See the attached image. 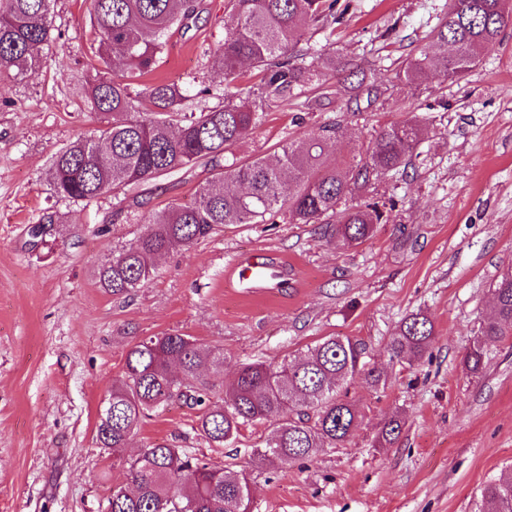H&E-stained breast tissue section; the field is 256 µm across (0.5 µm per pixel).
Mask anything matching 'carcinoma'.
Returning a JSON list of instances; mask_svg holds the SVG:
<instances>
[{
	"label": "carcinoma",
	"mask_w": 512,
	"mask_h": 512,
	"mask_svg": "<svg viewBox=\"0 0 512 512\" xmlns=\"http://www.w3.org/2000/svg\"><path fill=\"white\" fill-rule=\"evenodd\" d=\"M53 0H0V77L22 75L52 39ZM339 0H227L221 83L224 102L198 114L183 111L186 95L176 83H155L132 94L133 81L151 72L165 53L171 29L195 12L190 0H91L94 57L119 73L82 90L96 114L112 122L62 148L49 168L54 194L86 204L116 189L211 165L212 177L188 204L174 203L142 219L144 230L129 247L97 271L100 286L129 295L158 273L157 260L188 247L227 224H272L281 215L290 224H318L323 236L358 246L382 223L386 204L373 196L375 182L406 168L422 140L421 121L382 127L350 162L325 163L341 124L329 121L282 146L276 160L244 164L221 159L249 130L268 101H285L300 87L330 73L350 83L353 99L372 108L381 91L366 82L357 60L327 50L306 60L298 45L312 26L340 21ZM512 22V0H448V13L434 29L442 54L423 52L406 60L397 79L419 84L430 71L450 80L463 77L494 46ZM247 63L260 75L256 89L229 91ZM150 103L141 111L136 99ZM357 198L360 203L348 204ZM491 313L482 318L463 358L480 375L489 363V344L512 335V268L490 285ZM435 341L422 313L404 318L390 340V359L421 358ZM362 343L327 336L298 359L276 366L248 362L225 396L216 400L203 370L219 358L189 336L166 333L134 344L123 375L112 384V418L98 419L96 440L116 454L127 447L144 417L175 398L200 408L198 431L215 447L233 443L243 428L271 427L254 460L270 466L306 460L343 444L358 426L360 412L346 385L365 373L377 386L382 376L364 371ZM402 432L392 416L375 447L388 448ZM135 489L114 486L108 512H253L250 474L236 464L217 465L164 442L141 449L128 462ZM482 512H512V472L480 490Z\"/></svg>",
	"instance_id": "carcinoma-1"
}]
</instances>
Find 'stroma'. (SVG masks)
<instances>
[{
    "label": "stroma",
    "mask_w": 512,
    "mask_h": 512,
    "mask_svg": "<svg viewBox=\"0 0 512 512\" xmlns=\"http://www.w3.org/2000/svg\"><path fill=\"white\" fill-rule=\"evenodd\" d=\"M226 3L196 0L143 84L183 85L188 112L218 105ZM89 6L54 0L53 38L35 72L0 79V512H107L112 486L130 482L128 460L162 440L250 469L254 512H478L481 487L512 463V336L492 344L481 376L462 364L491 310V282L512 266V24L463 80L431 73L405 86L395 73L431 46L448 0H350L342 23L308 31L300 47L368 62L384 104L347 110L350 90L325 76L267 103L227 158H274L333 119L343 136L328 157L346 158L382 126L426 114L406 174L376 185L394 204L386 222L354 248L327 242L316 224L230 225L161 258L158 275L126 297L100 287L99 266L137 239L142 215L190 202L212 170L198 164L88 205L54 195L53 157L100 125L73 86L112 74L91 55ZM45 214L55 222L33 244L29 228ZM252 250L287 263V287L253 296L231 287V265ZM417 312L434 325L433 346L417 361L391 360V336ZM173 331L222 354L204 373L218 391L241 364L297 356L326 336L363 342L362 364L384 382L350 381L359 426L308 460L255 466L264 425L214 447L179 399L113 457L96 442L100 403L132 345ZM395 414L399 439L375 447Z\"/></svg>",
    "instance_id": "35a3bbf8"
}]
</instances>
